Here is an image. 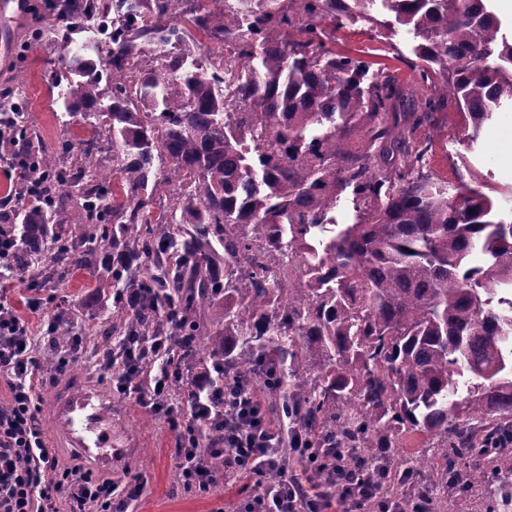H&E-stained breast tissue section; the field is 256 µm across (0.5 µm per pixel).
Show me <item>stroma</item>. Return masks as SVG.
Returning a JSON list of instances; mask_svg holds the SVG:
<instances>
[{
  "instance_id": "35a3bbf8",
  "label": "stroma",
  "mask_w": 512,
  "mask_h": 512,
  "mask_svg": "<svg viewBox=\"0 0 512 512\" xmlns=\"http://www.w3.org/2000/svg\"><path fill=\"white\" fill-rule=\"evenodd\" d=\"M43 13V8H36L34 17L29 18L18 36L10 68L0 71V88L18 80L24 82L27 100L23 110L38 130L43 146L53 150L66 139L85 135L86 128L79 124L66 128L56 118L62 110L64 66L44 57L34 37L36 29L43 25ZM336 37L346 47L362 50L368 60L396 70L401 80H411L407 63L414 56L417 40L410 28H372L365 22L350 21L337 31ZM430 136L431 168L439 178L453 182L460 172L468 170L486 181L489 190L512 186V107L493 113L469 147L458 143L460 118L452 106L440 115ZM91 283L86 271H75L62 285L44 288V304L36 312L28 306L26 282L14 279L9 284L8 297L18 315L28 321L33 336H40L44 322L62 300L69 308L72 333L87 336L83 352L65 373L44 376L39 388L41 398L51 397L57 388L74 379L107 391L112 388L111 376L96 367L95 354L101 346L97 330L102 325L122 323L125 312L113 303L98 300ZM115 430L126 449L116 457L112 477L137 474L145 482L141 495L131 504L133 512H213L217 507L235 512L244 499L243 485L235 481L216 487L209 495L178 489L174 466L176 434L164 416L147 412L127 400L115 418Z\"/></svg>"
}]
</instances>
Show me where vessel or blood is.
Returning a JSON list of instances; mask_svg holds the SVG:
<instances>
[{"mask_svg":"<svg viewBox=\"0 0 512 512\" xmlns=\"http://www.w3.org/2000/svg\"><path fill=\"white\" fill-rule=\"evenodd\" d=\"M27 0H0V62L8 63L15 32L27 14ZM118 401L96 387L73 383L56 390L49 406L57 446L82 454L92 469L108 471L120 450L113 432L112 410Z\"/></svg>","mask_w":512,"mask_h":512,"instance_id":"1","label":"vessel or blood"}]
</instances>
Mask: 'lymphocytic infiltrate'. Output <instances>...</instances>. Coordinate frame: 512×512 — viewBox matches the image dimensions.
<instances>
[{"instance_id":"f902f5d3","label":"lymphocytic infiltrate","mask_w":512,"mask_h":512,"mask_svg":"<svg viewBox=\"0 0 512 512\" xmlns=\"http://www.w3.org/2000/svg\"><path fill=\"white\" fill-rule=\"evenodd\" d=\"M35 347L28 323L0 289V379L10 389L0 406V512H128L140 486L95 474L83 462L61 464L46 440L38 420L40 378L36 366L39 349L51 350L53 332ZM153 358L139 362L135 350L120 343L99 350L103 371L121 367L123 376L113 386L124 397L154 414L166 415L177 432L175 469L178 484L187 492L209 493L225 480L248 479V496L240 512H420L417 504L385 492L345 466L342 454L316 448L298 439L283 443L281 433L261 413L254 392L214 391L207 370L176 359L168 337L152 341ZM180 398H173L174 384ZM223 426L224 439L199 446L197 426ZM305 460L319 490L307 495L297 477L287 470V454ZM224 460L223 470L210 466ZM278 470L282 478L271 486L264 475Z\"/></svg>"}]
</instances>
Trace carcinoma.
<instances>
[{"label": "carcinoma", "instance_id": "1", "mask_svg": "<svg viewBox=\"0 0 512 512\" xmlns=\"http://www.w3.org/2000/svg\"><path fill=\"white\" fill-rule=\"evenodd\" d=\"M112 30L102 105L95 65L67 67L61 152L14 125L39 196L15 217L30 287L90 271L98 296L134 290L106 335L161 336L212 383L262 380L292 430L384 474L368 448L429 439L404 461L421 508L469 492L486 456L512 477V220L482 181L430 170L426 130L453 103L467 139L512 104V39L491 0H380L419 43L413 83L336 49L375 0H140ZM200 42L208 70L174 43ZM164 58L145 62V47ZM109 148L119 178L96 163ZM351 191L353 224L329 217ZM482 262L475 265V254Z\"/></svg>", "mask_w": 512, "mask_h": 512}]
</instances>
